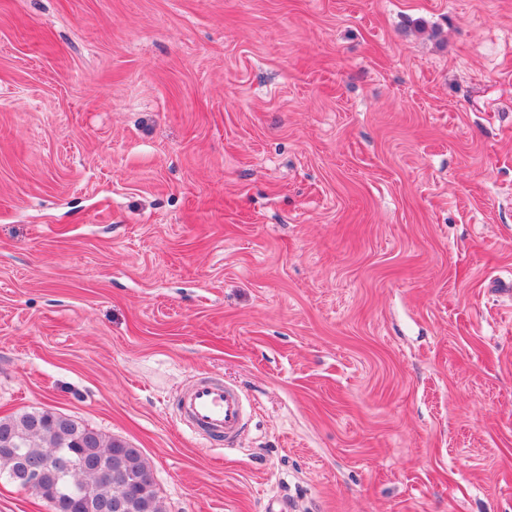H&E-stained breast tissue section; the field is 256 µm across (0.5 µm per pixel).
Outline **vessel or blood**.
<instances>
[{
  "mask_svg": "<svg viewBox=\"0 0 512 512\" xmlns=\"http://www.w3.org/2000/svg\"><path fill=\"white\" fill-rule=\"evenodd\" d=\"M180 415L184 424L197 434L229 443L241 436L246 424L243 395L211 379L199 380L184 392Z\"/></svg>",
  "mask_w": 512,
  "mask_h": 512,
  "instance_id": "obj_1",
  "label": "vessel or blood"
}]
</instances>
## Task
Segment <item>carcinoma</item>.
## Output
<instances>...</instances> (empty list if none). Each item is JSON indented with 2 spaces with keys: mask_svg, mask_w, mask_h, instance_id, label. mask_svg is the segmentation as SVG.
I'll return each instance as SVG.
<instances>
[{
  "mask_svg": "<svg viewBox=\"0 0 512 512\" xmlns=\"http://www.w3.org/2000/svg\"><path fill=\"white\" fill-rule=\"evenodd\" d=\"M9 438L19 454L0 450V476L20 485L24 473L18 456L45 459L40 498L52 512H91L95 502L120 497L121 512H165L164 504L148 481L150 466L142 452L127 442L107 437L77 420L48 410H23L0 418V442ZM61 453L67 469L56 463ZM75 486L88 488L81 499L70 496Z\"/></svg>",
  "mask_w": 512,
  "mask_h": 512,
  "instance_id": "1",
  "label": "carcinoma"
}]
</instances>
